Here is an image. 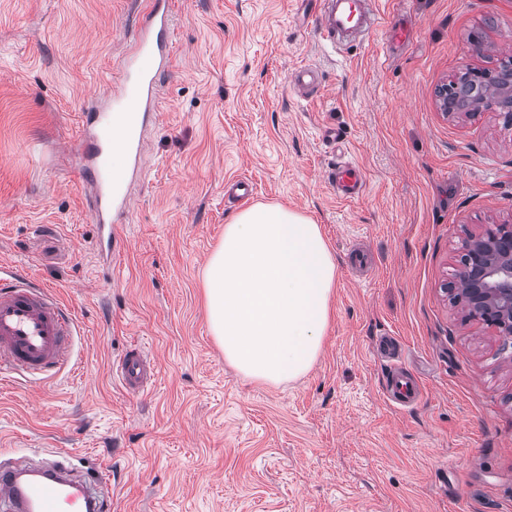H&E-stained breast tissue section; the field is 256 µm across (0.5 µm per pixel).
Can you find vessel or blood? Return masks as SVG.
<instances>
[{
  "label": "vessel or blood",
  "instance_id": "obj_1",
  "mask_svg": "<svg viewBox=\"0 0 512 512\" xmlns=\"http://www.w3.org/2000/svg\"><path fill=\"white\" fill-rule=\"evenodd\" d=\"M312 20L320 38L334 48L351 38L364 42L382 33L400 43L409 35L406 26L385 21L376 0H321ZM171 45L169 0H154L134 31L118 82L103 85L110 107L83 115L87 132L81 170L94 188L92 217L108 260L123 249L119 228L130 210L129 177L138 169L146 115L158 102ZM318 87V73L310 67L293 71L288 81L289 92L301 99L316 94ZM326 180L343 199L360 197L365 191L361 168L349 160L331 168ZM76 334L75 319L60 307L49 286L0 266V371L38 381L69 367ZM377 352L391 365L387 399L402 409L418 404L421 386L400 364L401 345L383 336ZM116 374L128 394L140 395L155 376V364L146 351L134 346L126 350ZM111 499L107 481H87L61 467L37 469L25 456L0 466V512H107Z\"/></svg>",
  "mask_w": 512,
  "mask_h": 512
}]
</instances>
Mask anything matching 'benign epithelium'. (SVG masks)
<instances>
[{"mask_svg":"<svg viewBox=\"0 0 512 512\" xmlns=\"http://www.w3.org/2000/svg\"><path fill=\"white\" fill-rule=\"evenodd\" d=\"M469 260L453 283L457 300L469 314L495 328L504 345L512 344V225L472 239Z\"/></svg>","mask_w":512,"mask_h":512,"instance_id":"1","label":"benign epithelium"}]
</instances>
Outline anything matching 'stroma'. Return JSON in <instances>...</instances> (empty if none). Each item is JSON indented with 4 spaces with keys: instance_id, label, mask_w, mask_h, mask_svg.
<instances>
[{
    "instance_id": "35a3bbf8",
    "label": "stroma",
    "mask_w": 512,
    "mask_h": 512,
    "mask_svg": "<svg viewBox=\"0 0 512 512\" xmlns=\"http://www.w3.org/2000/svg\"><path fill=\"white\" fill-rule=\"evenodd\" d=\"M316 0H170V74L106 263L75 154L96 86L151 0H0V265L54 287L77 373L0 378V462L64 459L111 512H512V351L453 303L469 238L512 224V126L495 103L448 115L437 90L512 57V0H378L410 30L331 52ZM311 66L319 92L288 77ZM366 192L326 172L342 149ZM320 224L336 258L323 349L304 376L244 378L209 330L203 270L244 203ZM396 337L421 402L394 407L377 337ZM150 347L140 397L112 365ZM318 72L310 67H302L292 72L288 81V90L301 99L316 94L319 87ZM326 181L343 199L358 198L365 192V177L361 168L352 161H343L326 172Z\"/></svg>"
}]
</instances>
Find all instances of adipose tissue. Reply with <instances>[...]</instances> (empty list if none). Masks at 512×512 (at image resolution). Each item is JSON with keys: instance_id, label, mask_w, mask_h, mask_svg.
<instances>
[{"instance_id": "adipose-tissue-1", "label": "adipose tissue", "mask_w": 512, "mask_h": 512, "mask_svg": "<svg viewBox=\"0 0 512 512\" xmlns=\"http://www.w3.org/2000/svg\"><path fill=\"white\" fill-rule=\"evenodd\" d=\"M203 280L210 328L229 365L273 385L311 369L336 284L318 224L280 206L244 209L225 224Z\"/></svg>"}]
</instances>
